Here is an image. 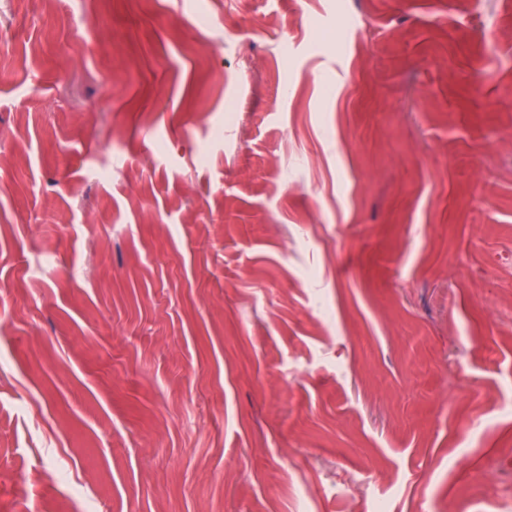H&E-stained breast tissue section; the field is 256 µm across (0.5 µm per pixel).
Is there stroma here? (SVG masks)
<instances>
[{"instance_id":"35a3bbf8","label":"stroma","mask_w":512,"mask_h":512,"mask_svg":"<svg viewBox=\"0 0 512 512\" xmlns=\"http://www.w3.org/2000/svg\"><path fill=\"white\" fill-rule=\"evenodd\" d=\"M1 22L0 512H512V0Z\"/></svg>"}]
</instances>
